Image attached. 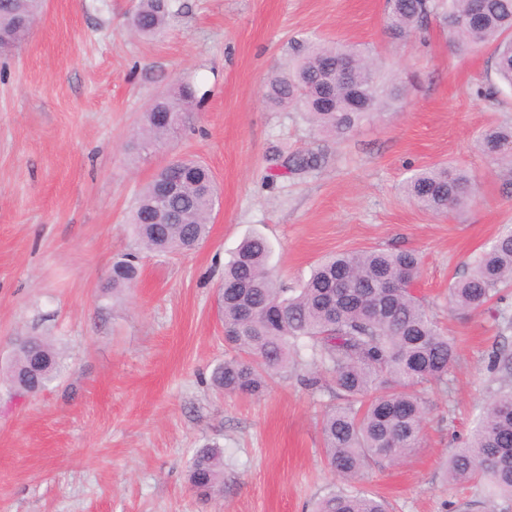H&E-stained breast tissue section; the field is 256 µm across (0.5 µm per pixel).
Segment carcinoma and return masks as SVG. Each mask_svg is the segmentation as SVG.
<instances>
[{
    "label": "carcinoma",
    "mask_w": 512,
    "mask_h": 512,
    "mask_svg": "<svg viewBox=\"0 0 512 512\" xmlns=\"http://www.w3.org/2000/svg\"><path fill=\"white\" fill-rule=\"evenodd\" d=\"M479 15L470 0H387L388 27L409 37L432 15L442 16L461 52L493 46L495 71L512 89V0H482ZM42 0H0V31L13 30L21 44L39 19ZM169 0H139L131 28L143 36L160 34L168 24ZM354 57L351 67L339 55ZM405 86L382 80L372 62L344 46L315 42L304 46L288 70L267 83L263 100L271 109L304 114L320 134L345 138L385 101L399 102ZM185 96L160 95L132 135L133 149L149 153L174 128ZM481 150L512 167V128H491ZM282 175L318 167L316 153L277 152ZM180 191L158 200V175L143 187L130 215L144 249L177 254L199 247L209 233L217 197L212 172L201 162L180 161ZM402 191L434 214L463 209L476 197L466 170L437 165L417 170ZM270 246L260 235L245 237L224 264V363L213 372L215 387L229 394L259 395L275 375L303 363L311 368V389L330 381L343 404L327 410L321 422L323 456L335 480L318 498L314 512H387L383 500L360 488L368 472L388 460L400 461L421 446L426 386L448 385L457 345L409 285L420 276L414 250L341 252L319 261L298 288H286L268 268ZM140 276L138 256L127 253L112 264L105 290L131 288ZM512 284V226L505 227L473 261L469 273L448 287V312L470 316L504 299ZM57 350L42 336H27L9 366V383L19 393H38L59 371ZM490 369L505 382L485 399L472 438L448 456L446 477L453 485H485L490 496L512 500V351H493ZM189 480L202 495L221 492L223 450L216 444L196 449Z\"/></svg>",
    "instance_id": "1"
}]
</instances>
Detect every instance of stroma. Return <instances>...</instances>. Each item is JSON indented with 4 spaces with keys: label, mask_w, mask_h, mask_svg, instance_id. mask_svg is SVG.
I'll list each match as a JSON object with an SVG mask.
<instances>
[{
    "label": "stroma",
    "mask_w": 512,
    "mask_h": 512,
    "mask_svg": "<svg viewBox=\"0 0 512 512\" xmlns=\"http://www.w3.org/2000/svg\"><path fill=\"white\" fill-rule=\"evenodd\" d=\"M137 5L44 0L27 42L0 55V369L32 333L64 359L38 394L0 382V512H311L333 479L321 420L335 397L305 386L301 366L257 397L211 383L225 357L224 263L250 233L268 240L269 267L291 288L332 253L419 252L415 291L459 357L447 388L425 393L421 448L375 466L363 488L392 512H486L487 489L449 484L444 467L501 385L492 350L512 349L497 312L448 311L449 285L512 224V167L479 148L488 127L512 126V90L476 94L494 77L491 48L458 52L434 18L426 39L395 37L386 0H175L155 39L128 33ZM313 39L369 52L406 82L403 100L339 140L267 107V81ZM181 84L195 101L177 136L130 153L147 104ZM279 149L323 161L279 176ZM179 156L218 186L207 240L142 253L136 286L105 295L113 259L136 247L132 204ZM442 163L468 170L479 191L438 216L399 186ZM212 442L224 490L203 498L189 466Z\"/></svg>",
    "instance_id": "stroma-1"
}]
</instances>
